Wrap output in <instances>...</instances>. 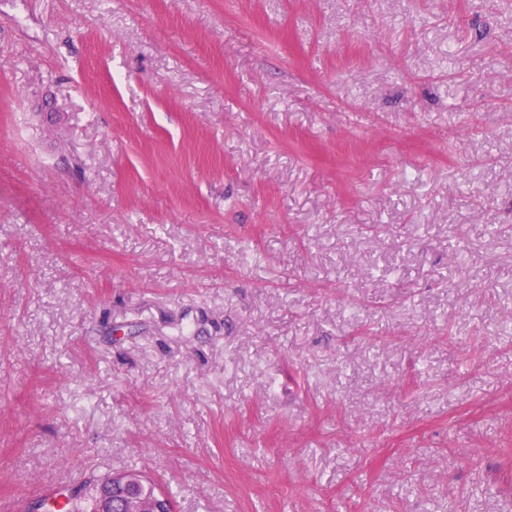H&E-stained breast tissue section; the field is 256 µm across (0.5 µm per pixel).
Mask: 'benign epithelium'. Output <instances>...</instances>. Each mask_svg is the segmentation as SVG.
Listing matches in <instances>:
<instances>
[{
    "label": "benign epithelium",
    "mask_w": 512,
    "mask_h": 512,
    "mask_svg": "<svg viewBox=\"0 0 512 512\" xmlns=\"http://www.w3.org/2000/svg\"><path fill=\"white\" fill-rule=\"evenodd\" d=\"M101 512H170V507L146 478L120 474L102 489Z\"/></svg>",
    "instance_id": "obj_1"
}]
</instances>
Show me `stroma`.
<instances>
[{
	"instance_id": "1",
	"label": "stroma",
	"mask_w": 512,
	"mask_h": 512,
	"mask_svg": "<svg viewBox=\"0 0 512 512\" xmlns=\"http://www.w3.org/2000/svg\"><path fill=\"white\" fill-rule=\"evenodd\" d=\"M512 512V0H0V502ZM111 475L89 479L80 487L60 491L61 499L56 502L52 509L58 512H100L99 488L104 486ZM91 499V500H90ZM116 494H113V493ZM164 495L142 476L116 475L101 491V512H169Z\"/></svg>"
}]
</instances>
